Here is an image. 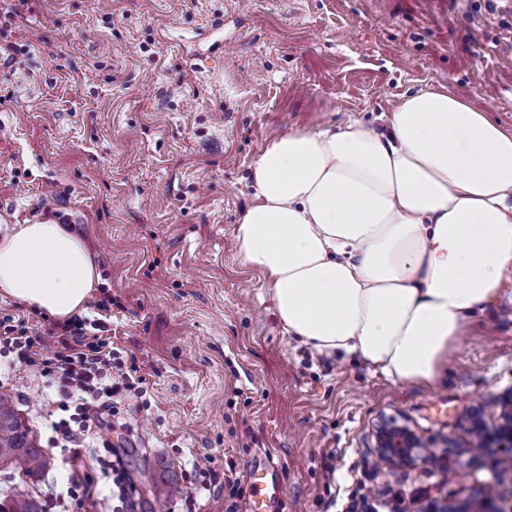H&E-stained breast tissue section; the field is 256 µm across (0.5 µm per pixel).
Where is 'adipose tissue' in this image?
<instances>
[{
    "label": "adipose tissue",
    "mask_w": 512,
    "mask_h": 512,
    "mask_svg": "<svg viewBox=\"0 0 512 512\" xmlns=\"http://www.w3.org/2000/svg\"><path fill=\"white\" fill-rule=\"evenodd\" d=\"M236 229L285 332L354 355L397 384H436L512 276V133L444 89L416 92L383 131L352 121L273 137ZM99 283L61 224L0 235V293L61 320Z\"/></svg>",
    "instance_id": "1"
}]
</instances>
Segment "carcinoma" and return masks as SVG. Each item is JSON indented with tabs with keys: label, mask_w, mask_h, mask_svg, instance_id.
<instances>
[{
	"label": "carcinoma",
	"mask_w": 512,
	"mask_h": 512,
	"mask_svg": "<svg viewBox=\"0 0 512 512\" xmlns=\"http://www.w3.org/2000/svg\"><path fill=\"white\" fill-rule=\"evenodd\" d=\"M0 464L17 465L29 478H38L48 468V457L30 435V430L17 417L15 405L8 395L0 394ZM8 512H45L37 499L16 493L3 501Z\"/></svg>",
	"instance_id": "obj_1"
}]
</instances>
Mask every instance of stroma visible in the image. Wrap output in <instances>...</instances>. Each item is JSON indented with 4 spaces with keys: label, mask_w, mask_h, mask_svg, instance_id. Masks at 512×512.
Instances as JSON below:
<instances>
[{
    "label": "stroma",
    "mask_w": 512,
    "mask_h": 512,
    "mask_svg": "<svg viewBox=\"0 0 512 512\" xmlns=\"http://www.w3.org/2000/svg\"><path fill=\"white\" fill-rule=\"evenodd\" d=\"M0 31L21 53L0 59V234L81 237L100 275L84 315L134 356L150 402L121 401L136 436L93 434L123 457L129 507L98 456L48 447L54 393L0 356V394L51 461L36 479L0 466V500L46 504L90 479L81 512H154L172 481L198 512H225L227 488L184 470L208 457L243 480L262 453L280 467L276 512L470 510L480 485L512 492L487 460L377 467L371 440L387 414L461 445L470 407L512 395V278L439 384L400 385L288 337L235 243L250 166L277 134L379 130L405 96L441 87L512 132V0H0Z\"/></svg>",
    "instance_id": "1"
}]
</instances>
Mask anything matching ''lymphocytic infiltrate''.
Listing matches in <instances>:
<instances>
[{
	"mask_svg": "<svg viewBox=\"0 0 512 512\" xmlns=\"http://www.w3.org/2000/svg\"><path fill=\"white\" fill-rule=\"evenodd\" d=\"M1 352L37 367L48 384L57 387V407L64 417L50 427L67 444L88 431L97 415L119 416L116 397L140 399L146 394L145 378L138 375L136 366L127 364L106 338L88 334L85 321L79 318L43 334L31 332L25 322L0 318Z\"/></svg>",
	"mask_w": 512,
	"mask_h": 512,
	"instance_id": "lymphocytic-infiltrate-1",
	"label": "lymphocytic infiltrate"
}]
</instances>
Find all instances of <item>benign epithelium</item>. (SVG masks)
I'll return each mask as SVG.
<instances>
[{"instance_id":"benign-epithelium-1","label":"benign epithelium","mask_w":512,"mask_h":512,"mask_svg":"<svg viewBox=\"0 0 512 512\" xmlns=\"http://www.w3.org/2000/svg\"><path fill=\"white\" fill-rule=\"evenodd\" d=\"M499 423L488 428L485 421L486 406H474L467 418L471 441L465 446L449 444L432 448L404 417L381 415L372 429L374 453L379 464L387 467L413 466L420 461L463 464L494 452L498 461L512 456V397L498 401ZM480 506L476 512H504L503 498L497 489L479 488Z\"/></svg>"}]
</instances>
